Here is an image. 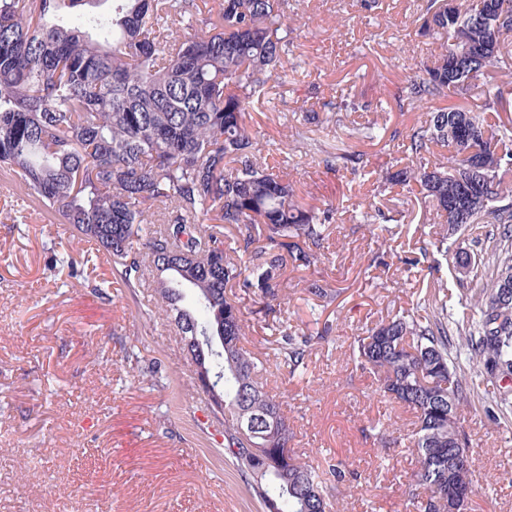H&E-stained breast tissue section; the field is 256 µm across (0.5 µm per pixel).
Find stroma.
<instances>
[{
  "label": "stroma",
  "mask_w": 512,
  "mask_h": 512,
  "mask_svg": "<svg viewBox=\"0 0 512 512\" xmlns=\"http://www.w3.org/2000/svg\"><path fill=\"white\" fill-rule=\"evenodd\" d=\"M425 2L288 0V81L270 80L246 117L260 161L287 174L300 203L334 212L320 264L288 271L274 300L244 299L247 346L267 368L291 448L308 464L340 460L355 473L333 512H407L416 469L404 449L414 414L355 369V337L412 310L437 283L458 320L495 270L492 248L465 224L457 242L474 254L475 275L419 262L433 243V208L417 186L385 181L412 160L411 128L457 103L400 98L435 50L421 29ZM371 124L373 140L361 134ZM343 152L363 154V167L339 162ZM372 203L385 220L360 223ZM87 248L0 172V512H266L210 432L181 336L153 312V273L142 287L94 294L63 263ZM312 281L338 291L336 301L322 305ZM287 330L310 339L293 373L278 359ZM448 352L467 383L477 508L512 512V407L486 415L493 387L464 334Z\"/></svg>",
  "instance_id": "35a3bbf8"
}]
</instances>
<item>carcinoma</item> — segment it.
<instances>
[{
    "instance_id": "carcinoma-1",
    "label": "carcinoma",
    "mask_w": 512,
    "mask_h": 512,
    "mask_svg": "<svg viewBox=\"0 0 512 512\" xmlns=\"http://www.w3.org/2000/svg\"><path fill=\"white\" fill-rule=\"evenodd\" d=\"M285 0H0V169L58 214L139 286L157 271L160 310L187 348L200 390L224 417V454L268 512H327L346 478L288 448L292 434L244 347L245 320L226 291L235 282L263 299L278 294L287 265L309 267L333 212L296 200L285 175L258 161L246 115L267 78L286 81ZM425 32L444 36L435 61L416 67L402 99L478 98L479 110L441 109L412 129L411 153L433 146L450 160L396 174L431 199L448 225L437 252L457 258L448 239L465 213L472 224L503 225L512 239V0H427ZM169 210L152 232L149 211ZM237 258L224 253V225ZM512 250L504 245L475 319L471 350L490 381H512ZM423 316L398 315L366 329L355 367L377 375L384 396L410 408L418 512L447 507L448 485L471 486L456 458L470 452L461 421L463 378L449 359L446 301L435 292ZM310 340L283 335L280 360L295 371ZM215 380L203 384L204 377ZM250 422V431L245 423Z\"/></svg>"
}]
</instances>
